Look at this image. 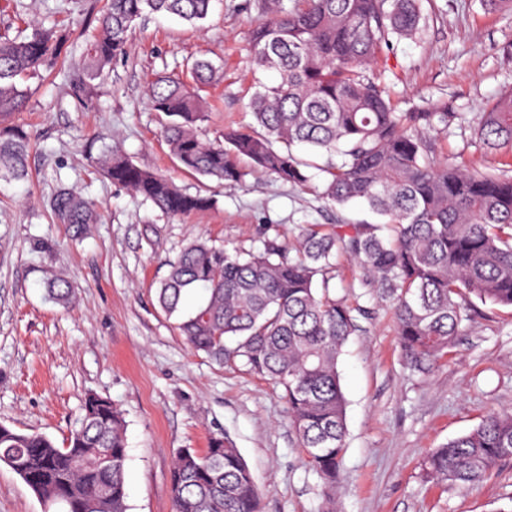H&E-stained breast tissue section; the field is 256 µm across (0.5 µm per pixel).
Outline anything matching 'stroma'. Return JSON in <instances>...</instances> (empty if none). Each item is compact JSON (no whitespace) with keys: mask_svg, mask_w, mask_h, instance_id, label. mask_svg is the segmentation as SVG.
Returning <instances> with one entry per match:
<instances>
[{"mask_svg":"<svg viewBox=\"0 0 512 512\" xmlns=\"http://www.w3.org/2000/svg\"><path fill=\"white\" fill-rule=\"evenodd\" d=\"M106 0H0V34L29 23L63 36L48 76L22 84V108L1 119L30 138L27 175L0 177V424L39 432L65 446L86 393L108 397L127 424L128 512H173L169 476L176 453L205 450L215 434L239 448L262 493L263 512H322V483L305 461L280 387L251 374L243 361L224 364L193 351L175 319L159 308L156 288L193 239L262 247L295 239L311 224L375 222L366 208L327 204L312 170L300 190L271 174L225 185L177 167L162 137L164 116L148 87L156 75L190 79L194 60L222 67L203 88L209 106L203 138L254 118L248 38L261 0H213L202 27L150 15L128 34L126 57L93 83L91 103L69 95L80 76L87 38ZM420 36L384 51L378 73L397 111L446 105L454 119L437 136L439 152L479 167L508 169L512 153L475 144L480 112L512 92V14L487 13L481 0H423ZM117 151L163 173L212 207L170 216L114 185L96 159ZM92 200L102 221L73 239L47 202L58 184ZM65 275L75 302L50 300L44 284ZM330 292L357 307L359 330L339 357L346 406L340 512H503L512 506V459L483 481L444 489L428 477V452L475 428L491 410L512 409V310L474 305L473 319L446 360L431 372L409 367L389 309L358 282L345 253L336 255ZM0 512H44L32 490L0 468Z\"/></svg>","mask_w":512,"mask_h":512,"instance_id":"1","label":"stroma"}]
</instances>
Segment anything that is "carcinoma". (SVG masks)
I'll use <instances>...</instances> for the list:
<instances>
[{
	"label": "carcinoma",
	"mask_w": 512,
	"mask_h": 512,
	"mask_svg": "<svg viewBox=\"0 0 512 512\" xmlns=\"http://www.w3.org/2000/svg\"><path fill=\"white\" fill-rule=\"evenodd\" d=\"M211 0H107L100 29L87 42L83 79L70 95L82 108L89 84L128 51V32L147 14H170L200 27ZM421 0H296L288 11L270 0L250 34L256 80L250 100L255 125L227 128L223 139L202 138L204 105L178 78L160 76L149 87L166 117L163 137L190 173L240 183L249 173H272L305 187L315 164L295 153H340L329 163L322 196L345 206L365 204L382 224H336L306 229L290 256L275 239L261 250H228L194 240L168 263L157 287L163 313L196 351L248 370L283 388L299 447L324 487L323 512H339L336 488L346 448V399L337 370L342 348L356 331L353 308L330 295L333 258L342 250L356 263L360 283L390 305L399 345L414 370L428 372L448 354L472 298L512 308V175L477 170L441 157L430 132L448 133V113L398 112L376 72L391 38L422 31ZM54 34L0 38V117L17 111L27 90L18 78L55 60ZM218 68L198 59L196 83ZM474 138L486 151H512V93L482 112ZM25 132L0 127V174L26 176ZM252 168L246 170L241 161ZM97 165L112 183L169 215L209 209L212 200L179 189L168 177L108 152ZM48 206L60 224L83 234L98 219L95 204L67 187ZM321 288H316V282ZM200 303L182 314L187 294ZM49 299L71 303L74 288L60 276L45 285ZM512 458V410H493L470 432L434 449L428 476L446 488L482 481ZM127 438L122 412L88 394L65 447L42 433L0 424V466L16 473L47 508L63 512H128ZM173 512H262L255 478L224 435L202 453L180 450L170 470Z\"/></svg>",
	"instance_id": "1"
}]
</instances>
